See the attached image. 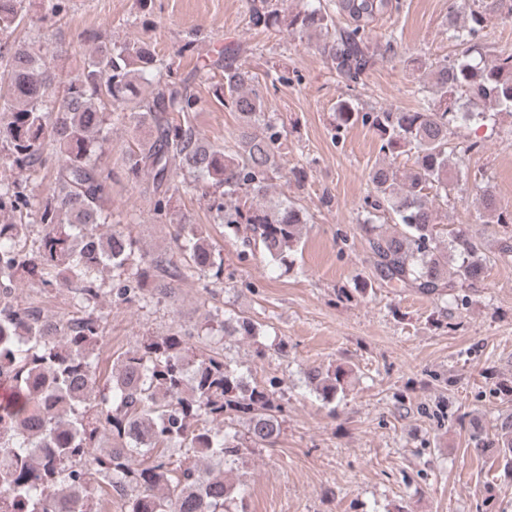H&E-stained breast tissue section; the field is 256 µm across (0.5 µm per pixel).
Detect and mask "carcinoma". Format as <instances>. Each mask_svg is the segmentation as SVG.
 <instances>
[{
    "label": "carcinoma",
    "mask_w": 512,
    "mask_h": 512,
    "mask_svg": "<svg viewBox=\"0 0 512 512\" xmlns=\"http://www.w3.org/2000/svg\"><path fill=\"white\" fill-rule=\"evenodd\" d=\"M390 7L391 0H300L287 12L275 0H247V24L321 36L331 69L354 88L377 63L371 23ZM454 16L449 38L464 50L435 65L412 60L432 75L431 101L365 111L342 97L335 106L336 131L360 124L377 135L384 157L414 158L409 169L372 167L360 229L383 283L433 297L474 284L487 269L483 241L468 227L443 232L428 196L458 186L449 138L461 124L484 121L487 105L512 115V54L483 53L482 11L470 10L461 25ZM27 20L25 0H0V146L20 172L51 169L57 192L33 202L26 187L0 183V388L10 391L0 402V512H95L104 488L125 492V512H247L243 484L226 472L278 442L284 409L278 391L247 383L226 355L200 345L255 337L258 326L215 313L194 334L178 326L142 339L102 380L98 303L108 276L112 297L124 303L168 296L174 278L203 279L206 289L224 284L220 251L180 206L186 184H202L211 223L243 247L293 264L307 217L286 193L272 192L286 131L268 100L269 88L291 77L276 69L259 78L238 44L183 77L146 38L95 36L88 61L57 92L41 58L17 41ZM198 78L217 79L214 101L237 115L230 147L209 142L193 122L208 105L194 92ZM116 126L147 130L121 168L131 180L146 178L153 222L175 225L170 249L147 254L130 229L112 223L115 173L104 157ZM480 205L481 223L512 224V210L491 189ZM33 222L43 228L36 248L28 245ZM22 279L70 293L76 311L51 319L35 303L15 301ZM349 376L340 366L306 374L326 401ZM235 421L244 430L231 427ZM471 443L476 456L512 469V412L498 415L495 439L475 431Z\"/></svg>",
    "instance_id": "1"
}]
</instances>
